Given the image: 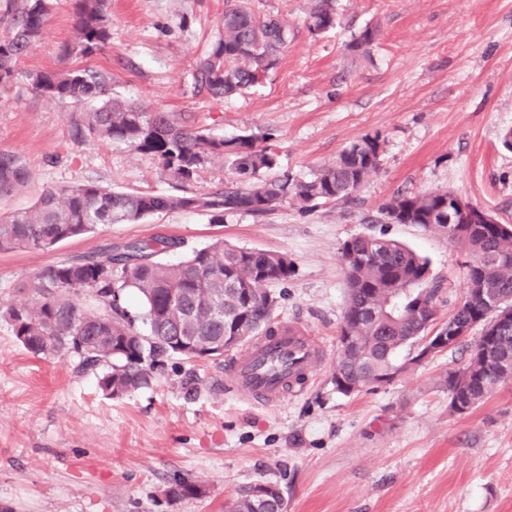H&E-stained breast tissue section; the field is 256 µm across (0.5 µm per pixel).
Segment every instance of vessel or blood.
Masks as SVG:
<instances>
[{"mask_svg":"<svg viewBox=\"0 0 512 512\" xmlns=\"http://www.w3.org/2000/svg\"><path fill=\"white\" fill-rule=\"evenodd\" d=\"M318 365L313 337L297 326L283 324L273 336L258 338L230 358L224 381L232 390L260 405H276L298 395L302 380Z\"/></svg>","mask_w":512,"mask_h":512,"instance_id":"b4317fda","label":"vessel or blood"}]
</instances>
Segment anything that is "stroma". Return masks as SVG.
Instances as JSON below:
<instances>
[{"label":"stroma","instance_id":"1","mask_svg":"<svg viewBox=\"0 0 512 512\" xmlns=\"http://www.w3.org/2000/svg\"><path fill=\"white\" fill-rule=\"evenodd\" d=\"M48 4L38 41L0 86V149L31 174L0 199V216L54 187L182 194L230 177L215 161L183 184L153 155L82 135L81 110L30 92L32 70L109 73L113 97L217 137L273 133L280 168L300 180L366 135L379 136L381 165L351 199L308 211L286 203L221 221L174 211L0 252V512H224L260 481L279 487L287 512H512V382L471 413H452L442 379L466 347L355 395L331 384L342 242L369 233L426 257L442 284L440 315L463 294L465 253L443 234L384 223L386 200L445 189L512 224V151L500 140L512 128V0H333L336 26L319 35L307 28L311 0H252L286 21L288 47L260 83L225 99L194 81L225 0H112L110 43L90 57L63 51L74 40L72 0ZM368 27L373 44L350 50ZM158 234L178 243L162 256L169 264L218 241L288 255L295 272L276 288L277 317L314 336L320 357L298 396L259 406L223 387V362L172 355L149 386L113 398L77 354L36 355L16 338L7 310L35 302L28 284L43 270ZM184 480L202 496L169 497Z\"/></svg>","mask_w":512,"mask_h":512}]
</instances>
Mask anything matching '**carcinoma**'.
<instances>
[{
	"mask_svg": "<svg viewBox=\"0 0 512 512\" xmlns=\"http://www.w3.org/2000/svg\"><path fill=\"white\" fill-rule=\"evenodd\" d=\"M76 37L64 52L84 57L110 43L108 0H73ZM45 0H25L13 36L0 41V85L11 83L21 55L38 40L46 24ZM336 26L332 0H316L308 29L317 35ZM288 46V26L276 15L261 16L248 0H229L220 36L196 63L195 81L214 98H228L258 83L275 68ZM31 92L84 113L90 136L123 142L157 157L174 180L191 181L204 164L220 160L233 179L214 191L186 194L108 190L94 184L45 190L25 211L0 217V252L47 249L61 241L94 233L109 224H126L172 211H202L216 219L237 213L264 215L283 203L307 210L319 203L346 201L379 168L377 136H365L343 149L336 162L307 180L278 170L267 136L253 132L224 139L193 128L172 112H144L105 98L110 78L89 69L44 70L27 74ZM29 179L19 154L0 150V197L13 194ZM434 190L399 194L380 207L384 220L417 224L448 236L469 261L463 299L439 317V288L429 285L428 261L391 239L359 234L345 240L340 263L346 303L339 328L338 353L331 381L336 392L351 395L369 385L389 383L407 362H419L438 323L462 328L497 322L496 332L470 346L465 364L448 371L444 386L449 406L464 415L499 386L512 380V224L448 223V198ZM177 246L157 235L107 247L104 255L51 266L28 285L38 296L32 306L7 311L17 339L30 352L61 356L74 352L86 369L109 365L101 378L110 395L150 384L159 359L175 354L168 337L189 332L210 342L239 336V345L256 336H273L278 296L272 286L295 270L288 256L216 242L178 264L157 256ZM181 293L182 307H168V294ZM87 292L100 304L90 311L75 297ZM135 293L141 312L131 314L126 296ZM148 328V350L136 337V322ZM405 357H400L402 351ZM198 485L182 481L169 490L175 498H194ZM225 512H256L247 488L225 503Z\"/></svg>",
	"mask_w": 512,
	"mask_h": 512,
	"instance_id": "1",
	"label": "carcinoma"
}]
</instances>
